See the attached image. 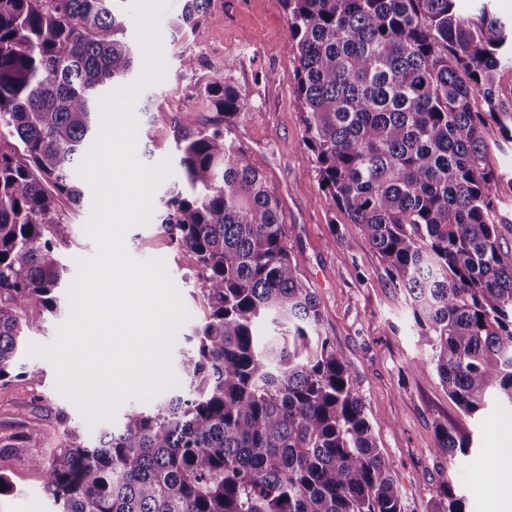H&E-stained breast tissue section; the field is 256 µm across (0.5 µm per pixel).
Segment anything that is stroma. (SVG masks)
I'll list each match as a JSON object with an SVG mask.
<instances>
[{"mask_svg":"<svg viewBox=\"0 0 512 512\" xmlns=\"http://www.w3.org/2000/svg\"><path fill=\"white\" fill-rule=\"evenodd\" d=\"M221 20L200 27L191 42L201 57L196 71H182L177 47L163 42L162 80L138 95L135 114L139 134H146V112L157 115L158 145L140 154L146 164L173 159V126L197 128L213 113L201 86L216 77L234 86L245 98V111L233 117L232 134L253 166L267 177L282 204L288 227L287 243L300 259L301 278L315 292L322 313V329L344 351L354 368V383L366 404L373 433L391 470L407 512H430L439 471L464 496L468 512H491L485 494L488 483L503 480L501 473L483 476L489 451L512 448V404L491 398L476 414L466 415L449 398L433 366L414 368L431 350L419 338L411 300L395 286L385 262L372 249L358 225L349 223L327 200L314 173L315 157L303 145L301 111L297 103L294 66L286 55L288 17L282 0H213ZM59 209L71 226V237L57 251L75 276V260L93 255L95 243L85 234L90 200L81 205L61 201ZM124 247L135 260L161 258L190 314L180 328L175 347H188V337L207 310L192 254L179 249L153 215L149 224L129 229ZM57 312L31 300L22 318L29 322L27 350L19 361L38 365L40 384L15 380L0 383V470L13 482L12 493L0 496V512H57L43 490L44 476L27 459L37 453L53 458L65 440L57 412L67 409L71 423L88 439L105 426H119L124 412L111 421L89 422L81 409L56 388L53 366L32 355L30 346L50 343L70 311L66 291L58 293ZM455 426L471 442L470 461L457 465L436 454L435 426ZM30 436L36 449L18 447Z\"/></svg>","mask_w":512,"mask_h":512,"instance_id":"35a3bbf8","label":"stroma"}]
</instances>
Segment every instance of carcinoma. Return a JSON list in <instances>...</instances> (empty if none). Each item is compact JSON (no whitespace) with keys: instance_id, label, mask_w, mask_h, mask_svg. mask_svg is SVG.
<instances>
[{"instance_id":"carcinoma-1","label":"carcinoma","mask_w":512,"mask_h":512,"mask_svg":"<svg viewBox=\"0 0 512 512\" xmlns=\"http://www.w3.org/2000/svg\"><path fill=\"white\" fill-rule=\"evenodd\" d=\"M129 0H0V382L14 373L21 313L55 310L70 237L58 200H82L77 167L100 126L104 91L143 66L125 38ZM304 145L326 197L407 291L448 397L467 415L512 402V251L500 245L485 131L512 140V18L456 0H283ZM220 21L184 0L175 43ZM216 117L172 127L177 180L162 223L192 253L208 304L182 352L187 387L56 459L29 458L59 512H405L344 352L287 247L280 205L231 136L246 101L214 78ZM480 94L487 109L473 110ZM465 464L470 441L435 427ZM433 512H465L438 474Z\"/></svg>"}]
</instances>
